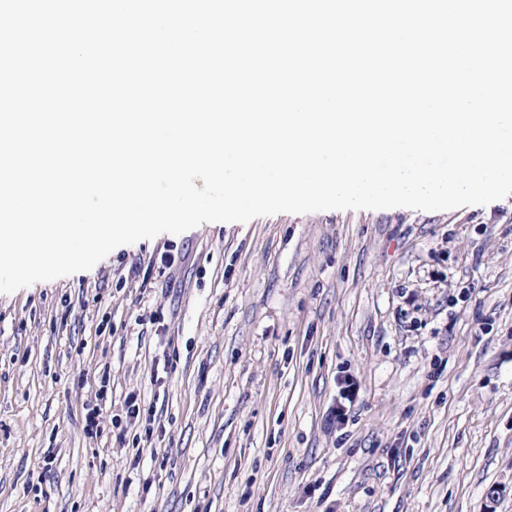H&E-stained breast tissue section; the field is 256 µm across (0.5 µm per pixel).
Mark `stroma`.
<instances>
[{"instance_id":"stroma-1","label":"stroma","mask_w":512,"mask_h":512,"mask_svg":"<svg viewBox=\"0 0 512 512\" xmlns=\"http://www.w3.org/2000/svg\"><path fill=\"white\" fill-rule=\"evenodd\" d=\"M131 393L157 424L120 441ZM0 512H512V195L205 223L0 294Z\"/></svg>"}]
</instances>
